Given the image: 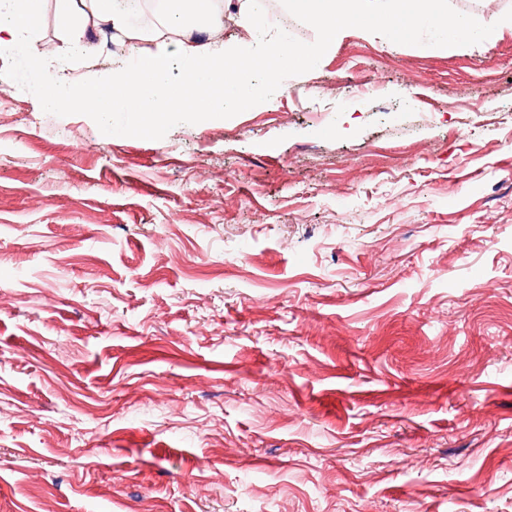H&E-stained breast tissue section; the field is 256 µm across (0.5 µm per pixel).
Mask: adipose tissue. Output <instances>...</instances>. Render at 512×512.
Listing matches in <instances>:
<instances>
[{
  "mask_svg": "<svg viewBox=\"0 0 512 512\" xmlns=\"http://www.w3.org/2000/svg\"><path fill=\"white\" fill-rule=\"evenodd\" d=\"M66 22L77 25L74 40L87 31L109 28L124 38L127 52L113 65L110 80L81 88L60 81L41 66L31 33L44 0H0L6 22H0V47L30 61L31 88L46 111L76 105L114 117V131L154 132L178 114L218 113L249 108L263 93L255 72L277 76L288 67L312 69L347 30L382 39L387 45L406 43L407 32L432 29L442 49L487 43L494 25L449 9L448 0H286L290 17L316 28L315 42L290 39L281 24H258L253 0H236L237 23L245 40L215 45L194 38L195 28L222 23L212 0H160V31L146 35L118 0H58ZM182 62L184 76L172 81L173 62Z\"/></svg>",
  "mask_w": 512,
  "mask_h": 512,
  "instance_id": "ef3b65f1",
  "label": "adipose tissue"
}]
</instances>
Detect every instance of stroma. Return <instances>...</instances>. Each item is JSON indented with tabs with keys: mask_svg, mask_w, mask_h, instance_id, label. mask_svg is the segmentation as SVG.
<instances>
[{
	"mask_svg": "<svg viewBox=\"0 0 512 512\" xmlns=\"http://www.w3.org/2000/svg\"><path fill=\"white\" fill-rule=\"evenodd\" d=\"M450 2L492 41L351 30L150 136L0 49V512H512V0Z\"/></svg>",
	"mask_w": 512,
	"mask_h": 512,
	"instance_id": "stroma-1",
	"label": "stroma"
}]
</instances>
